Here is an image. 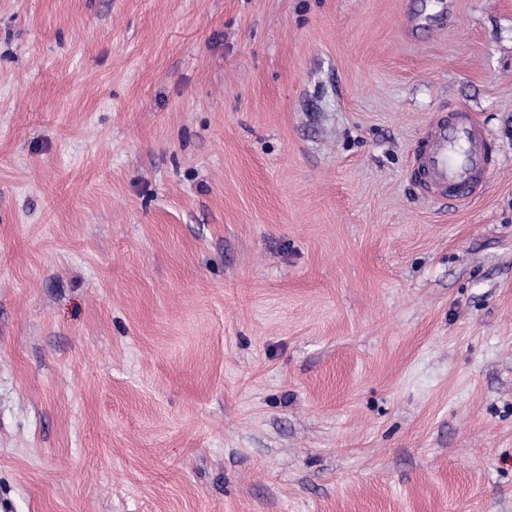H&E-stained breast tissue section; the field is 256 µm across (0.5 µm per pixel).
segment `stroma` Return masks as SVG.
<instances>
[{
  "label": "stroma",
  "mask_w": 512,
  "mask_h": 512,
  "mask_svg": "<svg viewBox=\"0 0 512 512\" xmlns=\"http://www.w3.org/2000/svg\"><path fill=\"white\" fill-rule=\"evenodd\" d=\"M405 2L0 0V512H512V0ZM420 143L411 175L425 198L455 205L480 197L495 161L474 115L456 110L435 117L425 127ZM458 145L465 151L457 153Z\"/></svg>",
  "instance_id": "35a3bbf8"
}]
</instances>
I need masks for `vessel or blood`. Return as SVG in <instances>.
I'll use <instances>...</instances> for the list:
<instances>
[{
  "label": "vessel or blood",
  "mask_w": 512,
  "mask_h": 512,
  "mask_svg": "<svg viewBox=\"0 0 512 512\" xmlns=\"http://www.w3.org/2000/svg\"><path fill=\"white\" fill-rule=\"evenodd\" d=\"M495 165L474 115L456 110L435 117L417 147L411 175L427 199L460 204L480 197Z\"/></svg>",
  "instance_id": "vessel-or-blood-1"
}]
</instances>
